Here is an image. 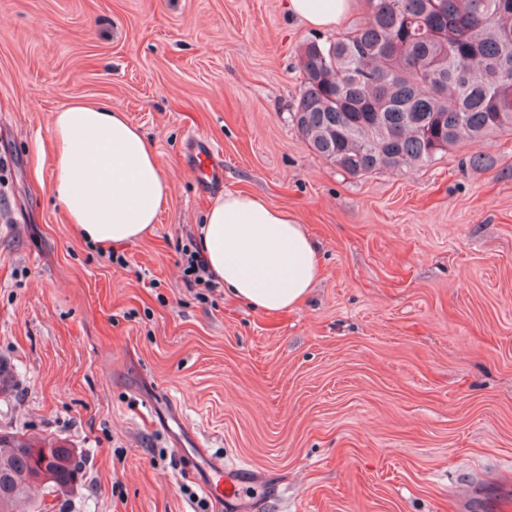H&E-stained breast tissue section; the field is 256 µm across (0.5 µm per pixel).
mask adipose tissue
<instances>
[{
	"label": "adipose tissue",
	"instance_id": "adipose-tissue-1",
	"mask_svg": "<svg viewBox=\"0 0 512 512\" xmlns=\"http://www.w3.org/2000/svg\"><path fill=\"white\" fill-rule=\"evenodd\" d=\"M356 0H288V13L316 29L338 26ZM51 190L73 233L103 248L148 234L170 185L139 128L102 101H73L52 120ZM198 249L229 296L270 314L303 303L319 278L316 246L300 219L247 192L208 207Z\"/></svg>",
	"mask_w": 512,
	"mask_h": 512
}]
</instances>
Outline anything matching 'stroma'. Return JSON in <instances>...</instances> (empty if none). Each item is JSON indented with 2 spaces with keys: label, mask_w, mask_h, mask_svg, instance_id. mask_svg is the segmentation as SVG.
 Returning a JSON list of instances; mask_svg holds the SVG:
<instances>
[{
  "label": "stroma",
  "mask_w": 512,
  "mask_h": 512,
  "mask_svg": "<svg viewBox=\"0 0 512 512\" xmlns=\"http://www.w3.org/2000/svg\"><path fill=\"white\" fill-rule=\"evenodd\" d=\"M284 2L0 0V430L74 449L55 512H512V131L346 174L290 117L303 44L336 33ZM75 99L124 112L170 184L122 267L50 190ZM199 140L224 164L207 190ZM228 190L306 225L299 308L188 287L181 250ZM192 459L240 474L237 498ZM206 493L215 500H224V465L212 463L210 472H207L201 482Z\"/></svg>",
  "instance_id": "obj_1"
}]
</instances>
